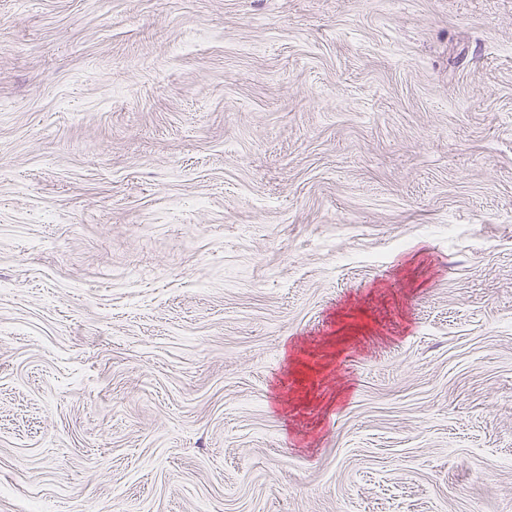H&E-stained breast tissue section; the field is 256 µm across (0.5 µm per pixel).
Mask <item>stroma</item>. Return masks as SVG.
I'll list each match as a JSON object with an SVG mask.
<instances>
[{
  "label": "stroma",
  "instance_id": "35a3bbf8",
  "mask_svg": "<svg viewBox=\"0 0 512 512\" xmlns=\"http://www.w3.org/2000/svg\"><path fill=\"white\" fill-rule=\"evenodd\" d=\"M0 512H512V0H0Z\"/></svg>",
  "mask_w": 512,
  "mask_h": 512
}]
</instances>
